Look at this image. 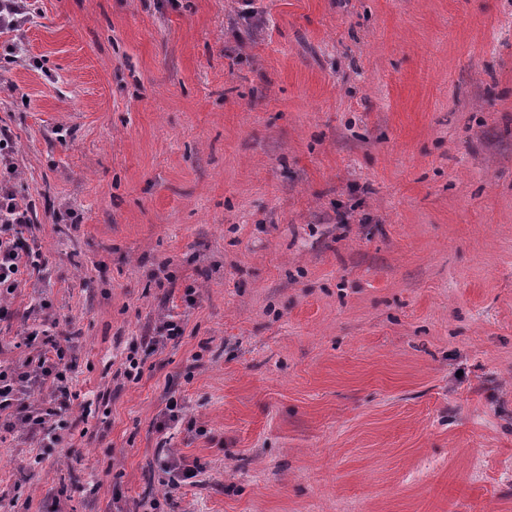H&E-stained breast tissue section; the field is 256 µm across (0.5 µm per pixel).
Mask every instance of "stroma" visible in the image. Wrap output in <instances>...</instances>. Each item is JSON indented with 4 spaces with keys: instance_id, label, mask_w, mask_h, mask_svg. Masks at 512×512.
Here are the masks:
<instances>
[{
    "instance_id": "obj_1",
    "label": "stroma",
    "mask_w": 512,
    "mask_h": 512,
    "mask_svg": "<svg viewBox=\"0 0 512 512\" xmlns=\"http://www.w3.org/2000/svg\"><path fill=\"white\" fill-rule=\"evenodd\" d=\"M37 6L0 362L42 295L77 397L59 447L0 433V512H512V0ZM184 327L180 320H175L173 316H163L155 324L152 336H145V342L153 350L165 348L173 340L183 335ZM158 469L163 475L162 482L170 489H176L185 483H194L192 479L198 475L196 467H186L173 456L160 457Z\"/></svg>"
}]
</instances>
